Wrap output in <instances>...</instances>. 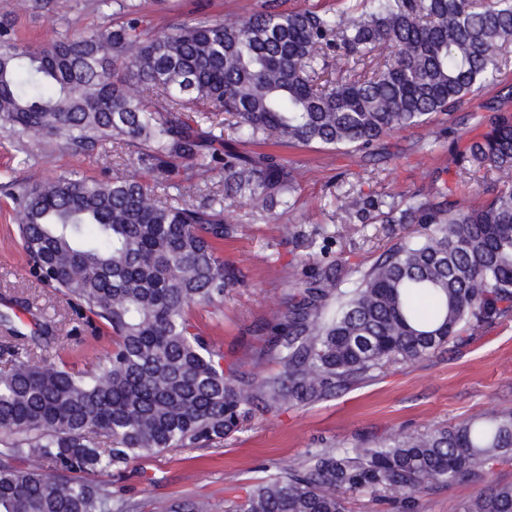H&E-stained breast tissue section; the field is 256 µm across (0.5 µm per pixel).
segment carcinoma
Instances as JSON below:
<instances>
[{"instance_id":"cac0c4a2","label":"carcinoma","mask_w":512,"mask_h":512,"mask_svg":"<svg viewBox=\"0 0 512 512\" xmlns=\"http://www.w3.org/2000/svg\"><path fill=\"white\" fill-rule=\"evenodd\" d=\"M287 2L150 36L138 0H115L122 24L34 49L0 30L1 129L75 152L110 144L147 173L36 179L17 202L34 273L87 323L111 328L112 350L75 372L34 351L67 340L56 328L28 336L3 315L0 512H132L112 498V470L219 443L257 410L327 399L512 316V114L488 105L484 132L458 152V164L490 173L482 202L445 188L394 203L381 223L416 224L417 240L349 288L338 261L303 274L245 371L224 370V352L195 332L193 307L241 284L218 252L237 233L227 215L254 205L273 221L297 202L300 169L227 147L224 115L247 141L372 156L390 133L453 114L512 66L499 53L512 44V0ZM215 174L222 191L187 194ZM374 209L342 196L340 210L362 224ZM268 363L279 372H255ZM503 463L512 409L322 448L225 512H344L347 494L386 492L416 512L421 493ZM458 512H512V484L485 485Z\"/></svg>"}]
</instances>
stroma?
<instances>
[{
    "instance_id": "obj_1",
    "label": "stroma",
    "mask_w": 512,
    "mask_h": 512,
    "mask_svg": "<svg viewBox=\"0 0 512 512\" xmlns=\"http://www.w3.org/2000/svg\"><path fill=\"white\" fill-rule=\"evenodd\" d=\"M29 10L17 0H0V22H14L13 37L22 47H44L63 35L103 29L112 11L100 0H30ZM153 31L199 15L214 19L240 17L260 9L263 0H142ZM512 85V67L497 84L466 104L460 114L437 115L426 126L393 133L384 140L387 160L373 174L361 175V157L342 150L273 148V155L304 173L296 208L280 222L250 217L249 208L235 212L236 237L220 248L242 284L222 306L201 305L192 311L200 334L224 352L225 364L246 361L268 336L263 325L283 308L301 261L342 260L352 270L367 269L383 252L412 239L415 226L347 222L339 209L344 192L392 203L404 195L423 196L452 186L473 200L482 197L485 171L458 172L457 158L446 134L449 125L465 133V120L482 113L503 86ZM50 179L62 172L105 180L112 175H142L140 165L117 159L112 147L75 154L57 143H19L0 132V314H8L23 330L35 319L55 321L67 340L49 349L77 371L92 369L112 347L105 329L88 327L54 288L40 282L17 235L14 199L26 187L30 171ZM298 233L283 238L280 224ZM342 234L324 238L323 228ZM512 409V320L478 332L461 345H450L429 357L391 364L349 391L304 407H286L252 416L245 428L213 448H174L132 462L111 477L116 497L136 503V512H170L197 499L209 501L211 512H224L225 498L302 464L321 448L354 443L359 437L395 430L423 432L457 423L491 409ZM477 481H463L424 493L418 512H457L460 502L476 494Z\"/></svg>"
}]
</instances>
